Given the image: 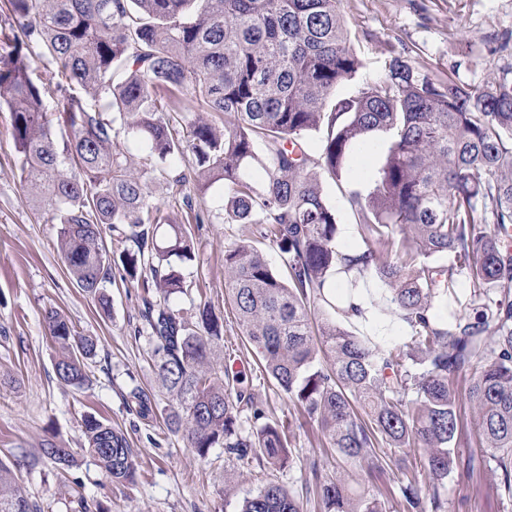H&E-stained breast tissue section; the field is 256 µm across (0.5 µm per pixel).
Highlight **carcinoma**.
I'll use <instances>...</instances> for the list:
<instances>
[{"label": "carcinoma", "mask_w": 512, "mask_h": 512, "mask_svg": "<svg viewBox=\"0 0 512 512\" xmlns=\"http://www.w3.org/2000/svg\"><path fill=\"white\" fill-rule=\"evenodd\" d=\"M0 26V108L11 114L29 201L59 225L57 250L77 286L112 309L114 269L143 289L137 335L147 336L167 403L139 386L125 396L144 421L168 430L205 458L212 448L271 470L289 462L283 426L242 427L255 404L249 379L220 366L223 324L207 305L186 313L181 265L192 260L189 230L153 202L114 149L124 134L156 160L191 158L169 179L224 183L226 224L256 234L224 250V281L241 333L266 375L296 408L298 427L316 422L352 469L376 449L423 452L432 494L416 476L400 487L408 512H447L439 487L454 465L459 428L453 380L470 375V399L500 487L512 496V63L475 88L422 74L397 55L388 72L357 95L336 86L362 61L351 46L342 0H7ZM37 61L61 76L54 107L32 76ZM221 117L186 129L170 112L185 101ZM395 139L375 186L353 193L354 232L364 248L336 243L338 214L319 168L339 182L371 134ZM323 133L319 158L308 135ZM263 165L254 186L249 173ZM189 224L217 216L183 197ZM121 236L115 252L104 230ZM277 248L281 277L262 248ZM374 277L383 300L411 329L404 346L375 347L349 331L361 284ZM44 320L61 355V383L82 388L97 340L61 312ZM85 450L107 477L133 480L126 435L92 415ZM43 456L70 463L48 442ZM0 460V512H41ZM323 512H383L377 495L313 471ZM240 512H301L297 496L267 481Z\"/></svg>", "instance_id": "obj_1"}]
</instances>
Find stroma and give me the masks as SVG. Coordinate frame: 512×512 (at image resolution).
I'll return each instance as SVG.
<instances>
[{
  "instance_id": "obj_1",
  "label": "stroma",
  "mask_w": 512,
  "mask_h": 512,
  "mask_svg": "<svg viewBox=\"0 0 512 512\" xmlns=\"http://www.w3.org/2000/svg\"><path fill=\"white\" fill-rule=\"evenodd\" d=\"M350 43L363 61L356 78L340 83L336 96L358 93L367 82L384 76L394 54H401L421 72L475 86L492 82L502 64L484 40L512 32V0H342ZM367 163L351 159L340 183L323 187L339 218V246L360 245L348 237L355 223L348 203L352 190L370 191L388 151L386 134L374 138ZM116 148L133 172H148L153 195L178 218H185L183 195L222 212L224 192L200 191L187 184L182 195L168 188L169 165L159 163L134 140L119 137ZM195 258L183 266L190 297L180 309L206 302L224 324L219 360L230 370H248L258 408L265 420L289 427L290 462L274 479L300 497L302 512H321L316 492L306 491L312 471L335 479L345 473L334 448L317 424L292 426L295 410L258 366L255 349L241 334L236 313L225 300L224 249L249 236L247 224H193ZM57 225L45 222L27 199L20 183L18 152L11 116L0 110V459L17 463L16 475L41 512H239L243 498L266 482L259 467L247 468L211 449L199 457L173 436L163 419L143 421L130 413L124 394L130 383L158 390L151 352L134 335L139 323L142 291L114 278L108 291L112 314L103 316L95 299L78 288L57 251ZM62 312L84 335L96 338L97 355L86 367L89 381L76 389L55 374L58 350L43 316ZM456 405L465 420L455 437L454 468L442 492L448 512H512V497L500 489L493 467L481 464L485 450L470 424L469 377L453 384ZM93 415L122 430L135 450L136 476L111 482L84 450L81 420ZM53 440L74 454L71 467L42 458L40 448ZM380 467L359 481L384 503L386 512H406L398 486V470L389 449L377 451Z\"/></svg>"
}]
</instances>
